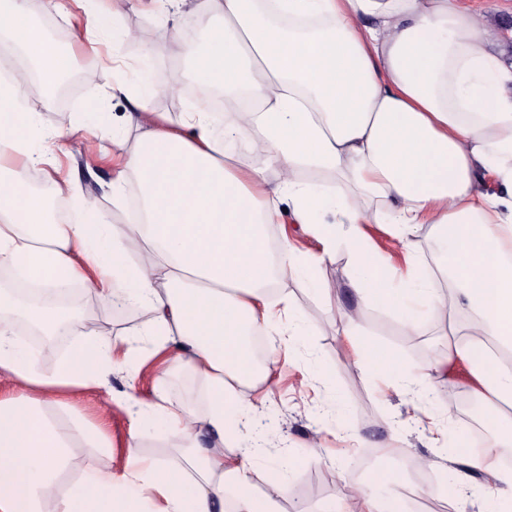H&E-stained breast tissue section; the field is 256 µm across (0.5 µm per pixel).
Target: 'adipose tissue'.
Listing matches in <instances>:
<instances>
[{"mask_svg": "<svg viewBox=\"0 0 512 512\" xmlns=\"http://www.w3.org/2000/svg\"><path fill=\"white\" fill-rule=\"evenodd\" d=\"M190 1L223 18L187 52L195 77L254 106L222 124L203 106L175 122L152 108L162 83L143 75L113 83L132 111L112 134L124 157L112 198L124 203L127 179L136 175L141 208L132 223L46 219L29 172L54 164L80 129L43 127L37 113L22 109L27 71L0 84V267L45 288L81 284L99 306L128 303L144 317L118 358L109 333L85 324L81 311L0 289V377L14 382L0 397V512H281L287 481L254 492L253 448L230 456L224 447L239 440L250 392L268 376L250 347L253 332L312 333L287 297L272 298L271 284L300 275L316 285L340 242L359 297L397 306L407 333L452 304L477 311L431 370L462 362L482 396L512 403V369L483 350L491 337L512 346V57L496 51L501 32L488 11L463 0ZM2 25L44 88L57 85L70 58L32 19L26 0H0ZM239 143L259 147L287 180L256 196L264 172L233 167ZM302 169L333 171L339 180L321 187L301 179ZM370 198L387 202L385 215L369 211ZM286 214L320 238V252L299 253L285 238L270 245L269 225ZM329 214L335 223H325ZM382 217L404 243L418 226L432 225L444 277L413 253L399 276L371 257L360 227ZM396 279L401 287H393ZM17 318L49 336L79 329L82 340L45 370L17 336ZM361 329L357 316L340 321L354 340L350 368L388 373L399 392L417 391L427 372L391 368L382 349L360 340ZM144 340L167 370L202 380L206 414L173 398L158 377L150 398L129 407L121 471L90 463L59 489L76 442L112 451L106 422L63 420L77 410L75 391L108 383ZM492 418L494 448L457 456L487 477L482 512L512 500V470L499 465L512 453V419L498 411ZM150 423L174 437L173 457L142 454ZM231 486L237 493L229 501Z\"/></svg>", "mask_w": 512, "mask_h": 512, "instance_id": "obj_1", "label": "adipose tissue"}]
</instances>
